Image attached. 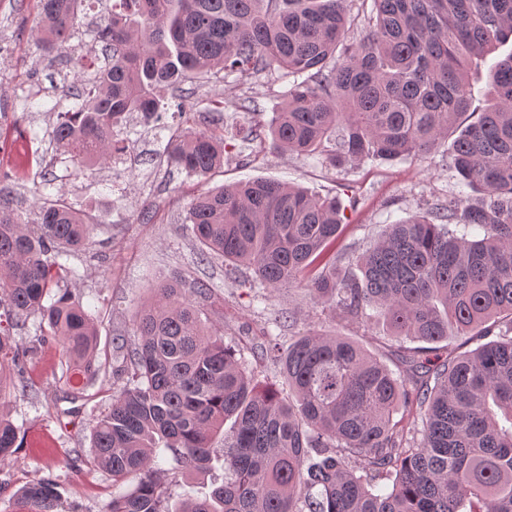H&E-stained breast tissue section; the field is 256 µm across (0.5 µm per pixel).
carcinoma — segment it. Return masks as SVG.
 <instances>
[{
    "label": "carcinoma",
    "mask_w": 512,
    "mask_h": 512,
    "mask_svg": "<svg viewBox=\"0 0 512 512\" xmlns=\"http://www.w3.org/2000/svg\"><path fill=\"white\" fill-rule=\"evenodd\" d=\"M87 0H39L41 49L64 46ZM359 38L345 0H116L95 31L73 105L50 138L79 167L117 151L131 113L155 120L167 95L222 72L274 69L289 80L270 124L255 132L273 148L320 156L332 167L378 157H430L471 108L465 68L512 39V0H372ZM221 102L181 103L190 129L169 132L167 165L207 177L224 166ZM448 169L480 189L389 224L355 259L361 276L337 278L324 261L341 226L340 202L296 186L255 180L201 193L183 223L210 255L252 271L249 286L303 282L310 299L352 318L380 313L400 347L398 375L361 343L309 331L265 354L288 393L261 382L201 321L213 289L163 279L135 320L112 405L91 426L94 466L112 484L105 512H169L177 475L202 473L224 442V482L179 512H512V53L492 75L491 102L455 138ZM97 225L64 200L45 198L35 218L0 206V305L12 319L40 316L66 360L65 385L81 393L99 373L96 328L60 262ZM58 288L51 294L52 288ZM453 327L485 343L430 358ZM20 350L0 327V400L30 387L14 376ZM419 408L407 431L394 420ZM23 431L0 413V463ZM315 451L317 459L310 457ZM29 512H58L53 477L21 493Z\"/></svg>",
    "instance_id": "1"
}]
</instances>
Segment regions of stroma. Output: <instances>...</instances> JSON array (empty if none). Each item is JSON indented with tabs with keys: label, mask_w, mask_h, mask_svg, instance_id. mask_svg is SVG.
Instances as JSON below:
<instances>
[{
	"label": "stroma",
	"mask_w": 512,
	"mask_h": 512,
	"mask_svg": "<svg viewBox=\"0 0 512 512\" xmlns=\"http://www.w3.org/2000/svg\"><path fill=\"white\" fill-rule=\"evenodd\" d=\"M111 8L112 0H94L78 32L50 61L38 50L44 29L38 0H0V131L12 144L34 154L10 199L13 207L30 212L40 197L62 198L97 223L92 244L66 259L77 272L67 286L96 325L97 354L103 365L94 385L72 395L62 381L54 341L36 342L38 318L30 317L13 328L16 342L34 349L19 364L33 389L28 398L16 397L0 407L25 431L24 445L15 459L0 465V512H27L19 490L50 474L61 484L58 512H103L114 488L111 476L92 464L90 424L110 405L118 384L115 348L134 343L135 315L161 278L176 274L213 286L215 296L203 310V321L223 328L225 341L240 347L248 368L260 378L274 382L278 373L254 356L258 342L310 330L361 341L368 350L384 355L392 370H399V343L377 315L345 318L314 304L299 285L276 291L250 288L242 282L247 269L228 277L222 258L200 260V246L182 222L194 195L263 178L301 186L316 196L336 197L342 224L332 251L341 275L353 270L355 255L386 225L458 193L455 177L440 159L452 146L448 138L435 157L403 156L390 162L367 157L336 168L319 156L280 153L269 147L255 152L247 141L252 127L270 121L288 89L287 80L275 73L248 78L219 74L184 84L183 94L191 101L203 103L219 95L229 121L224 129V166L208 179L168 168L161 156L168 128L182 122L173 105L158 122L130 118L123 131L128 140L125 152L106 163L78 169L70 156L56 153L49 143L48 133L57 119L53 107L63 86L72 84L78 60L93 48V32ZM249 100L256 104V111H240V104ZM144 213L151 215L150 223H140ZM288 311L293 323L276 326L275 316ZM159 467L163 480L173 483L170 504L174 507L183 498L209 495L214 484L224 480L220 461L214 462L210 474L187 481L173 480L170 461L160 460Z\"/></svg>",
	"instance_id": "35a3bbf8"
}]
</instances>
